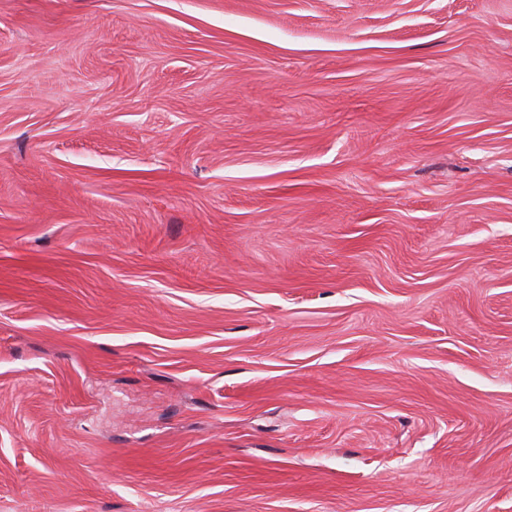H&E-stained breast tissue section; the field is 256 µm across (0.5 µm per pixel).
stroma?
<instances>
[{
  "mask_svg": "<svg viewBox=\"0 0 512 512\" xmlns=\"http://www.w3.org/2000/svg\"><path fill=\"white\" fill-rule=\"evenodd\" d=\"M0 512H512V0H0Z\"/></svg>",
  "mask_w": 512,
  "mask_h": 512,
  "instance_id": "stroma-1",
  "label": "stroma"
}]
</instances>
